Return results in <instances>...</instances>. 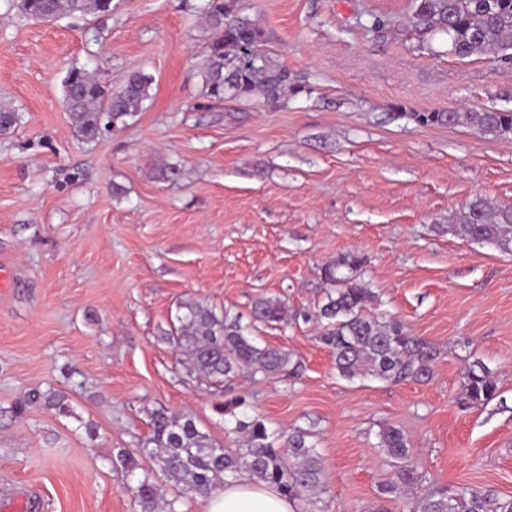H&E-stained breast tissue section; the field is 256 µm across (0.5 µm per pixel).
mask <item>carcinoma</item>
I'll list each match as a JSON object with an SVG mask.
<instances>
[{
	"instance_id": "carcinoma-1",
	"label": "carcinoma",
	"mask_w": 512,
	"mask_h": 512,
	"mask_svg": "<svg viewBox=\"0 0 512 512\" xmlns=\"http://www.w3.org/2000/svg\"><path fill=\"white\" fill-rule=\"evenodd\" d=\"M109 0H16L17 9L36 21H52L62 15L112 12ZM412 19L422 33L447 36L448 53L467 58L487 51L512 63V0H411ZM212 40L200 67L204 95L215 101L250 99L262 95L276 105L288 93H298L288 69L276 62L262 47V32L252 20L234 13L231 0H206L202 8ZM63 105L77 135L86 142L101 137V132L128 125L149 99L151 75L129 74L122 86L112 91L100 78L82 67L71 68L66 76ZM422 125L464 123L483 133H512V110L486 108L459 112L442 110L415 114ZM458 231L478 242L494 243L512 252V205H491L476 197L456 216ZM362 259L348 254L322 269L332 287L327 301L318 308L315 319L320 326L319 340L333 349L336 369L352 378L364 368L391 383L424 381L431 376L438 351L430 343L410 335L404 324L384 314L369 311L373 293L356 278L340 273L354 271ZM178 326L170 333L171 343L186 356L191 369L217 381L230 380L241 373L255 376L293 374L299 363L282 347L260 346L249 335L240 319L199 301L183 305ZM284 305L270 298L253 304L255 323L282 321ZM464 407L482 406L497 394V382L489 368L479 360L463 370ZM45 401L62 413L69 412L66 397H43L38 392L25 396L19 408ZM218 413L234 415L232 432L240 435L235 449L216 444L201 432L192 413L170 414L160 409L151 415V434L135 448H122L116 461L129 477L128 492L141 512H178L177 503L192 493L209 491L221 477L247 478L276 486L293 501L303 500L324 489V472L316 447L307 442L308 433L294 430L277 436L267 428L262 416L252 410L246 397L217 403ZM283 441L288 452L277 446ZM379 447L394 460V475L381 487L384 499L397 498L422 481L410 454L408 436L395 426L384 427ZM148 453L171 481L172 493L160 500L150 472L139 471L137 456ZM418 512H512V500L499 501L490 492L476 488H434L419 503Z\"/></svg>"
}]
</instances>
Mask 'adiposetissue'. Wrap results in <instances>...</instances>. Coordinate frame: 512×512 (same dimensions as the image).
<instances>
[{
  "label": "adipose tissue",
  "instance_id": "obj_1",
  "mask_svg": "<svg viewBox=\"0 0 512 512\" xmlns=\"http://www.w3.org/2000/svg\"><path fill=\"white\" fill-rule=\"evenodd\" d=\"M203 512H295V504L273 485L230 478L206 499Z\"/></svg>",
  "mask_w": 512,
  "mask_h": 512
}]
</instances>
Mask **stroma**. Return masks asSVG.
<instances>
[{
    "label": "stroma",
    "instance_id": "1",
    "mask_svg": "<svg viewBox=\"0 0 512 512\" xmlns=\"http://www.w3.org/2000/svg\"><path fill=\"white\" fill-rule=\"evenodd\" d=\"M409 0H237L269 54L303 90L214 102L199 74L210 37L204 0H112L107 14L24 18L0 0V107L22 120L0 135V500L35 512H138L114 459L151 432L150 415L192 412L237 445L215 403L247 396L270 431L300 428L325 490L298 512H372L392 476L383 426L410 440L423 483L387 501L417 512L429 487L467 485L512 499V252L458 235L473 198L512 204V133L424 126L417 112L512 109V65L449 54L416 31ZM390 28L369 29L371 15ZM118 86L153 77L128 125L81 140L62 106L72 67ZM179 170L175 180L158 176ZM358 255L377 312L439 356L427 381L339 375L313 315L322 268ZM258 326L296 375L223 383L189 371L169 333L201 301ZM481 360L498 395L460 404L465 365ZM64 394L70 414L32 391ZM284 312L285 307L280 301L260 298L254 302L251 315L253 323L271 324L281 322Z\"/></svg>",
    "mask_w": 512,
    "mask_h": 512
}]
</instances>
